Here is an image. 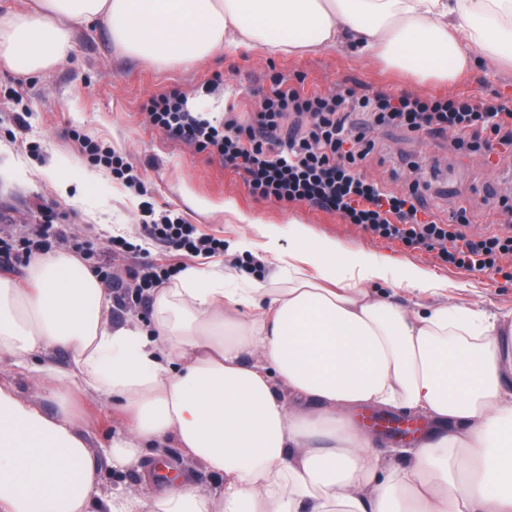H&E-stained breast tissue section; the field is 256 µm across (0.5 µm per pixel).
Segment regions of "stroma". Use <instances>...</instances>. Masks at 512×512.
<instances>
[{
  "instance_id": "35a3bbf8",
  "label": "stroma",
  "mask_w": 512,
  "mask_h": 512,
  "mask_svg": "<svg viewBox=\"0 0 512 512\" xmlns=\"http://www.w3.org/2000/svg\"><path fill=\"white\" fill-rule=\"evenodd\" d=\"M279 78L285 85L307 92H325L346 80L376 90L424 98L465 97L476 103L493 100L512 108V71L502 72L482 62L449 87L418 84L346 49L272 57L257 47H241L199 65H159L121 52L106 25L80 27L66 63L30 76L0 63V167L25 175L20 182L0 180V237L19 242L44 230L52 237L53 249L97 256L112 237L122 236L141 245L139 260L177 259L173 246L145 238L140 203L146 200L156 210H176L189 223L225 243L243 237L252 241L251 251H228L202 261L205 269L220 272L254 263L258 266L256 279L271 284L278 258L287 257L292 250L294 229L301 225L312 238L328 237L344 248L365 250L388 265H414L435 281V288L426 292L393 282L378 284L384 299L404 308L448 305L499 316L512 313V258L487 271L458 269L443 263L436 251L425 246L373 237L331 213L254 197L221 161L170 140L146 118L149 98L173 91L186 94L193 111L206 113L214 121L223 120L224 108L231 104L237 111L251 112L261 94ZM21 110L30 114L29 127L23 131L12 119L13 113ZM79 133L111 145L137 166L147 196L137 195L113 179L108 169L94 165L75 139ZM370 136L375 149L363 168L369 178L397 192L418 183L425 206L442 219L458 207H466L470 218L467 234L512 232V223L504 224L502 215L503 200L512 201V156L463 151L449 135L376 129ZM60 160L65 161V169H57ZM62 177L71 183L65 195L57 188ZM190 196L209 202V209L190 207L186 202ZM228 200L235 203L237 213L275 225V242L240 223L237 214L224 212L222 206ZM0 385L13 388L20 399L38 409L52 412L57 408L43 378L5 357L0 358ZM65 395L98 469L102 495L145 494L152 484L146 469L160 459L202 492H216L217 479L169 443L153 449L138 470L113 468L105 451L126 429L118 404L74 387L66 388Z\"/></svg>"
}]
</instances>
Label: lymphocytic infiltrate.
Returning <instances> with one entry per match:
<instances>
[{
    "mask_svg": "<svg viewBox=\"0 0 512 512\" xmlns=\"http://www.w3.org/2000/svg\"><path fill=\"white\" fill-rule=\"evenodd\" d=\"M147 118L170 138L208 151L239 174L249 192L262 199L297 203L340 216L372 236L436 250L448 265L470 271L494 267L499 258H512V236H470L466 207L449 220L435 217L421 203L417 186L389 192L368 178L363 164L375 147L372 129L399 128L417 134L450 131L460 150L498 145L512 149V108L495 103H472L466 98H422L343 84L325 93H307L273 85L256 111L241 114L225 109L222 123L214 124L192 111L185 96H153ZM83 151L110 170L127 188L145 193V183L134 166L111 146L79 136ZM141 227L149 238L170 244L188 257L223 256L222 238L202 233L197 225L171 211L145 207ZM135 247L112 238L95 268L111 282L115 301L125 305L124 284L137 297H151L156 288L181 272L182 266L165 258L134 261ZM126 261V281L112 277V264Z\"/></svg>",
    "mask_w": 512,
    "mask_h": 512,
    "instance_id": "lymphocytic-infiltrate-1",
    "label": "lymphocytic infiltrate"
}]
</instances>
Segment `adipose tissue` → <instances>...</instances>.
Returning <instances> with one entry per match:
<instances>
[{
  "label": "adipose tissue",
  "instance_id": "1",
  "mask_svg": "<svg viewBox=\"0 0 512 512\" xmlns=\"http://www.w3.org/2000/svg\"><path fill=\"white\" fill-rule=\"evenodd\" d=\"M98 23L156 63L346 46L422 83H452L480 59L512 69V0H38L0 16V60L46 71L67 60L75 27ZM295 237L279 268L287 287L188 268L154 292L147 328L111 323L75 255L36 256L24 288L0 275V356H40L52 386L119 400L127 433L112 441L113 467L171 440L221 483L206 494L174 478L145 498H99L67 398L48 414L0 386V512H512V317L408 312L368 285L432 289L418 267L301 226ZM52 347L70 352L69 368L45 359ZM366 405L435 423L413 467L379 479L372 438L352 420Z\"/></svg>",
  "mask_w": 512,
  "mask_h": 512
}]
</instances>
